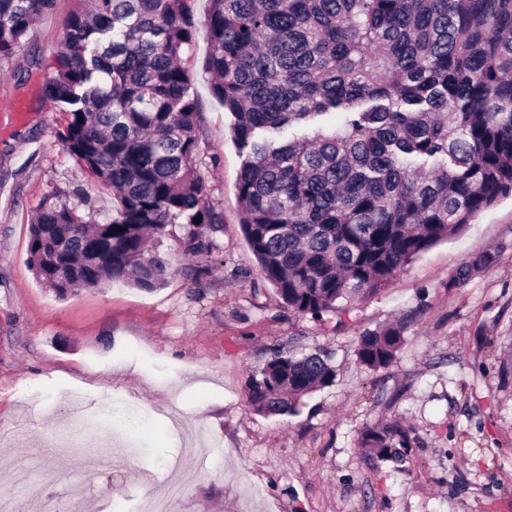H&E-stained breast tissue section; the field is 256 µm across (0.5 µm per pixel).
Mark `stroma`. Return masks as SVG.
Segmentation results:
<instances>
[{"label":"stroma","mask_w":512,"mask_h":512,"mask_svg":"<svg viewBox=\"0 0 512 512\" xmlns=\"http://www.w3.org/2000/svg\"><path fill=\"white\" fill-rule=\"evenodd\" d=\"M80 0H57L19 54L0 61V512H141L182 487L172 512H512V197L408 262L375 293L321 317L288 309L241 231V167L203 71L208 0L185 56L198 102L199 172L224 221L210 253L169 226L166 284L116 282L57 296L28 265L29 225L50 186L75 191L97 222L112 193L82 175L55 137L44 64ZM22 100L13 121L7 106ZM492 264L457 280L476 254ZM402 329L372 370L360 336ZM320 354L332 385L292 415L250 409L249 380L274 354ZM398 423L407 441L365 448ZM208 440L184 453L193 431ZM395 435L404 437L403 432L397 424L388 425L382 431L367 429L363 433L362 443L372 448H388L390 439Z\"/></svg>","instance_id":"stroma-1"}]
</instances>
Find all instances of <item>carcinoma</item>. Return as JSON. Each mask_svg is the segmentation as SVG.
I'll return each instance as SVG.
<instances>
[{
  "label": "carcinoma",
  "mask_w": 512,
  "mask_h": 512,
  "mask_svg": "<svg viewBox=\"0 0 512 512\" xmlns=\"http://www.w3.org/2000/svg\"><path fill=\"white\" fill-rule=\"evenodd\" d=\"M209 2L204 67L244 155L243 233L294 312L319 316L377 291L512 196V0ZM55 4L0 0V60ZM195 31L192 0H91L68 18L43 93L63 113L62 150L114 208L93 224L71 192L42 197L28 262L58 295L128 280L162 287L166 262L147 242L170 224L186 226L192 252L212 250L205 231L224 218L199 172L183 59ZM335 112L337 127L282 138ZM401 342L396 327L365 333L360 362L384 368ZM334 378L319 354H280L252 381L250 403L291 414ZM396 435V424L367 429L362 443L386 448Z\"/></svg>",
  "instance_id": "1"
}]
</instances>
